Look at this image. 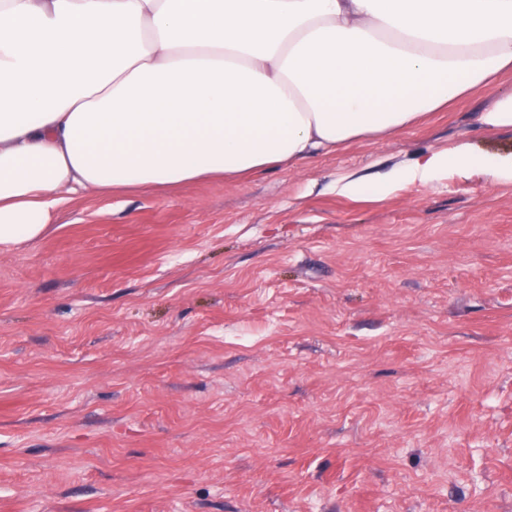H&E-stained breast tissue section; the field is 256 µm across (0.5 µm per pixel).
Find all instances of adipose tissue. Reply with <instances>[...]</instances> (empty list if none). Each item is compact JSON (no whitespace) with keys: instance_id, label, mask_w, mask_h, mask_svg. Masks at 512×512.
<instances>
[{"instance_id":"1","label":"adipose tissue","mask_w":512,"mask_h":512,"mask_svg":"<svg viewBox=\"0 0 512 512\" xmlns=\"http://www.w3.org/2000/svg\"><path fill=\"white\" fill-rule=\"evenodd\" d=\"M508 70L512 0H0V250L74 195L293 168ZM448 171L512 181V158L461 144L342 190Z\"/></svg>"}]
</instances>
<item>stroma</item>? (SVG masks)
I'll use <instances>...</instances> for the list:
<instances>
[{
  "label": "stroma",
  "instance_id": "1",
  "mask_svg": "<svg viewBox=\"0 0 512 512\" xmlns=\"http://www.w3.org/2000/svg\"><path fill=\"white\" fill-rule=\"evenodd\" d=\"M512 72L391 136L75 197L0 251V512H512ZM481 122L487 126L512 129V92L497 99L490 112H483ZM448 171H477L499 181H512V156L507 160L478 154L472 151L468 144H460L453 150H436L423 155L409 166L395 169L384 180L372 181L364 177H350L341 186V191L356 196L378 198L391 192L398 184L417 178L426 181Z\"/></svg>",
  "mask_w": 512,
  "mask_h": 512
}]
</instances>
